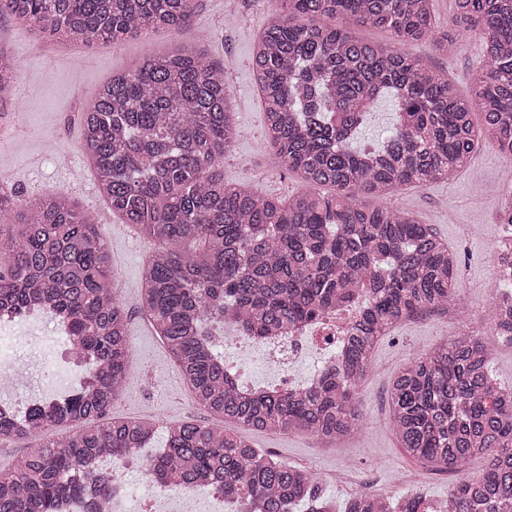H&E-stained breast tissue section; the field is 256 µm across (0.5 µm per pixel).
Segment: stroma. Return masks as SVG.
<instances>
[{
  "mask_svg": "<svg viewBox=\"0 0 512 512\" xmlns=\"http://www.w3.org/2000/svg\"><path fill=\"white\" fill-rule=\"evenodd\" d=\"M278 7L277 0H198L189 28L160 29L129 38L117 48L85 47L70 39L43 40L32 28L0 17V43L7 46L22 74L14 98L0 105V189L19 207L61 189L82 209L96 213L98 230L112 251V276L121 287L131 336V375L111 414L153 420L159 444L165 440L169 421L191 419L208 425L212 419L194 405L178 367L138 307L142 270L155 245L136 228L121 223L102 200L78 149L81 114L113 74L181 43L196 44L209 61L223 66L241 130L224 157L225 180L248 181L267 194L288 198L301 182L276 166L266 148L264 113L251 67L258 36ZM455 11V0H434V35L451 36L454 53L438 51L427 40L411 43L408 50L447 73L465 93L483 59L484 46L477 34L453 29ZM508 185H512V163L492 143L482 142L454 179L422 187L407 185L389 197V205L430 225L458 254V314L435 311L405 320L378 345L372 369L358 386L366 426L350 440L334 446L307 434L253 432L249 438L254 447L315 470L323 482L322 492L341 504L360 492L394 500L415 493L431 501L447 497L452 477L428 469L400 448L387 421L388 389L402 364L465 327L485 336L492 348L494 377L503 386L512 385V346L493 336L482 318L491 285V252L506 230L499 222L498 190ZM17 333L14 348L29 370L17 376L16 387L23 395L41 396L57 370L52 354L55 338L49 330L29 323L19 325Z\"/></svg>",
  "mask_w": 512,
  "mask_h": 512,
  "instance_id": "stroma-1",
  "label": "stroma"
}]
</instances>
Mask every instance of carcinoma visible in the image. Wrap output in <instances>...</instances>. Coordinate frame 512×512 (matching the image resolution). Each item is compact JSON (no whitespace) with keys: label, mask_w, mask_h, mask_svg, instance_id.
<instances>
[{"label":"carcinoma","mask_w":512,"mask_h":512,"mask_svg":"<svg viewBox=\"0 0 512 512\" xmlns=\"http://www.w3.org/2000/svg\"><path fill=\"white\" fill-rule=\"evenodd\" d=\"M252 58L277 164L302 180L283 202L224 181V155L240 130L224 68L185 45L112 76L82 114L79 149L112 214L156 243L139 307L186 380L193 401L231 428L192 420L166 426L163 452L146 469L165 490L195 484L256 512H320L317 480L253 447L246 432L312 434L338 444L363 424L356 388L378 344L402 321L457 301V254L427 224L366 197L392 195L460 172L481 141L512 159V0H456L458 27L485 50L460 93L448 75L406 45L431 37L432 0H277ZM196 0H0V16L51 39L119 46L159 28L182 30ZM370 26L385 43L357 38ZM17 66L0 44V103ZM395 103L392 132L358 140L376 102ZM0 192V319L32 306L62 315L70 344L93 360L90 384L41 402L25 419L0 416V439L33 445L0 469V512H56L112 487L94 473L148 445V421L107 418L123 395L131 336L111 283L110 249L90 212L64 190L31 200L14 217ZM369 286L370 305L343 346L344 365L304 393L237 390L211 342L213 324L250 336L279 330ZM495 335L512 338V304L488 308ZM491 348L474 330L413 357L395 373L390 419L400 448L439 472L485 459L477 479L448 490L447 512H512V387L489 369ZM428 500L392 504L365 492L344 512H425Z\"/></svg>","instance_id":"cac0c4a2"}]
</instances>
